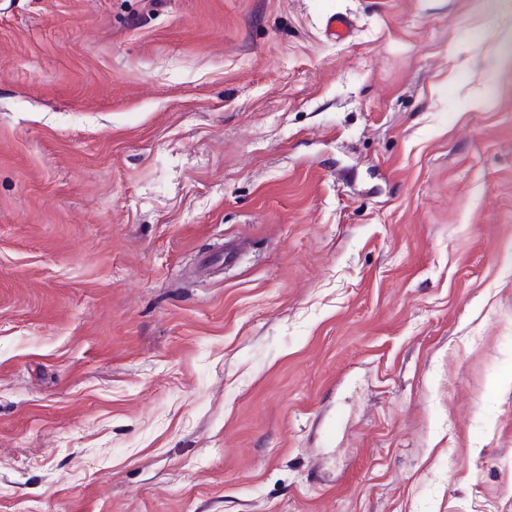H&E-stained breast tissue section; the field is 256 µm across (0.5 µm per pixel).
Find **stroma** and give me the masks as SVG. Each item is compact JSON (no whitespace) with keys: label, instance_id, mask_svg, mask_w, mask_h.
<instances>
[{"label":"stroma","instance_id":"obj_1","mask_svg":"<svg viewBox=\"0 0 512 512\" xmlns=\"http://www.w3.org/2000/svg\"><path fill=\"white\" fill-rule=\"evenodd\" d=\"M0 512H512V0H0ZM327 36L336 41H344L352 36V22L345 15L331 14L326 19Z\"/></svg>","mask_w":512,"mask_h":512}]
</instances>
